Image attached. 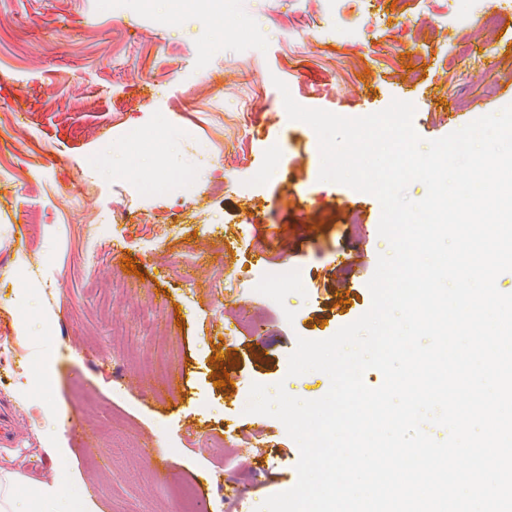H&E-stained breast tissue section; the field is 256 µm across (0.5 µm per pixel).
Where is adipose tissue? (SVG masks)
Wrapping results in <instances>:
<instances>
[{
	"label": "adipose tissue",
	"mask_w": 512,
	"mask_h": 512,
	"mask_svg": "<svg viewBox=\"0 0 512 512\" xmlns=\"http://www.w3.org/2000/svg\"><path fill=\"white\" fill-rule=\"evenodd\" d=\"M0 512H96L75 491L61 488L60 478L28 481L16 469L0 465Z\"/></svg>",
	"instance_id": "obj_1"
}]
</instances>
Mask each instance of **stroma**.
Returning a JSON list of instances; mask_svg holds the SVG:
<instances>
[{"mask_svg": "<svg viewBox=\"0 0 512 512\" xmlns=\"http://www.w3.org/2000/svg\"><path fill=\"white\" fill-rule=\"evenodd\" d=\"M451 5L0 0V463L74 478L99 512H185L188 487L256 512L294 487L299 448L247 412L251 387L327 394L289 356L369 310L374 267L344 261L389 246L377 198L320 181L318 137L274 82L344 117L410 102L441 138L512 105V0L464 23ZM141 134V176L105 172L103 147ZM264 257L307 277L265 278Z\"/></svg>", "mask_w": 512, "mask_h": 512, "instance_id": "1", "label": "stroma"}]
</instances>
